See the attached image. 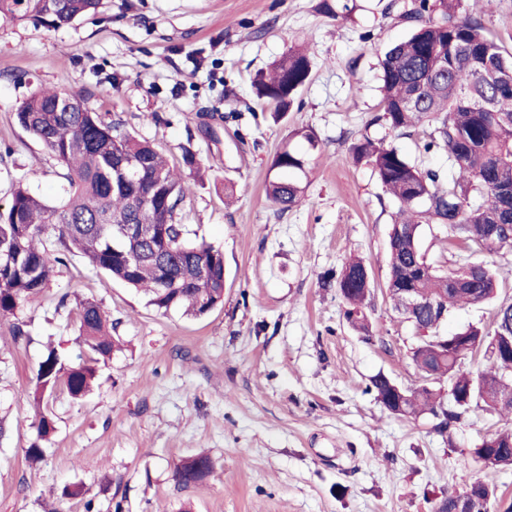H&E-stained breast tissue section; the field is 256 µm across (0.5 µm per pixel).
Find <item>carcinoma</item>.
<instances>
[{"mask_svg": "<svg viewBox=\"0 0 512 512\" xmlns=\"http://www.w3.org/2000/svg\"><path fill=\"white\" fill-rule=\"evenodd\" d=\"M102 0H0V15L32 19L60 28L92 14ZM458 0H413L401 13L410 23L406 39L383 54L381 108L384 121L401 134L426 121L437 123L424 149L448 152L451 174L443 177L411 163L395 146L364 137L352 146L354 163L369 165L385 192L399 204L389 233L386 288L395 307L408 294L423 307L401 311L415 328L429 335L413 348L411 359L423 377L417 387L395 389L379 373L371 379L376 399L400 418L430 414L444 433L475 409L512 416V304L497 307L492 328L470 325L444 335L438 327L457 307L492 300L499 288L497 272L486 263H464L440 270L425 259L420 236L425 224L448 225V239L471 243L497 254L512 248V54L485 34L477 14L458 15ZM307 52L291 50L272 72L255 83L257 98L289 110L308 80ZM70 99L75 112L57 111ZM18 124L40 142L66 170L69 189L52 206L17 183L11 204L0 211V318L15 314L41 295L57 267L79 254L86 264L113 279L140 289L147 304L159 311H179L200 318L224 302V253L204 241L185 238L175 222L185 189L153 145L125 131L119 119L105 121L89 109L82 95L55 91L33 94L16 112ZM122 158L136 161V174L118 170ZM305 158L284 149L273 167L305 172ZM268 199L281 211L302 201L299 183L274 179ZM135 224L155 230L151 240L124 235ZM52 234L59 249L44 243ZM360 259L346 263L336 288L344 316L352 326L368 330L366 307L372 280ZM84 351L68 364L54 350L40 362L35 400L66 389L83 396L94 379L91 363L112 353L109 319L100 305L84 301L78 309ZM481 353L477 372L462 368L469 354ZM448 381V394L435 384ZM486 469H512V430L485 435L469 452ZM212 468L209 457H189L176 466L175 481L183 487L204 481ZM494 489L473 482L435 502L433 512H488Z\"/></svg>", "mask_w": 512, "mask_h": 512, "instance_id": "1", "label": "carcinoma"}]
</instances>
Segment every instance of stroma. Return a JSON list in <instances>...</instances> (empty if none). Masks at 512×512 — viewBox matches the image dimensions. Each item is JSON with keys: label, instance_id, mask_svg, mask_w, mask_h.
Instances as JSON below:
<instances>
[{"label": "stroma", "instance_id": "obj_1", "mask_svg": "<svg viewBox=\"0 0 512 512\" xmlns=\"http://www.w3.org/2000/svg\"><path fill=\"white\" fill-rule=\"evenodd\" d=\"M459 11L480 14L512 53V0H462ZM400 13L392 0H103L97 15L58 29L0 16V210L20 181L49 204L64 198L65 168L15 114L37 91L79 92L179 167L187 191L176 220L189 240L223 251L225 271L223 304L194 320L157 312L74 256L17 310L28 336L14 339L0 319V512H45L67 485L80 493L61 512H433L462 490V461L504 419L478 410L441 434L432 415L394 417L369 389L379 373L420 385L410 359L419 339L385 288L398 204L350 148L366 135L448 169L446 152L424 148L431 123L400 135L375 120L379 59L410 32ZM295 48L308 49L311 74L277 119L254 82ZM285 148L307 166L301 204L282 212L265 186ZM420 245L438 268L486 259L449 245L440 224L423 226ZM353 257L373 281L365 332L347 323L328 281ZM494 262V302L454 309L441 333L490 325L512 303V250ZM85 299L114 325L112 354L81 399L60 389L35 402L47 350L69 360L83 350ZM40 410L56 421L42 441ZM35 442L45 453L32 462ZM198 453L212 474L178 485L175 464Z\"/></svg>", "mask_w": 512, "mask_h": 512}]
</instances>
